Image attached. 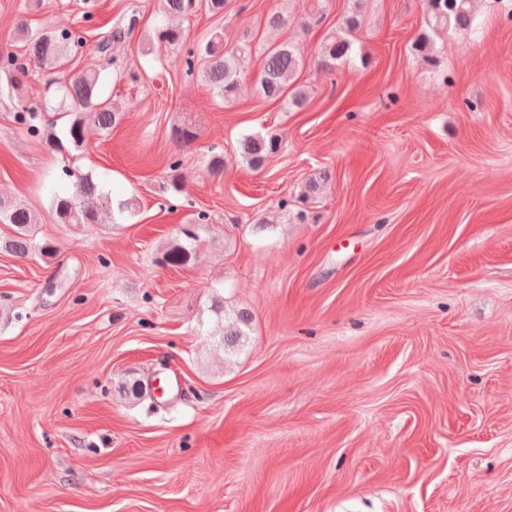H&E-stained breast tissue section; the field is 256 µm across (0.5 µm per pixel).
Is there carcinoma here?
<instances>
[{
	"instance_id": "carcinoma-1",
	"label": "carcinoma",
	"mask_w": 512,
	"mask_h": 512,
	"mask_svg": "<svg viewBox=\"0 0 512 512\" xmlns=\"http://www.w3.org/2000/svg\"><path fill=\"white\" fill-rule=\"evenodd\" d=\"M474 0H428L429 25L432 29L448 32L469 31L474 27ZM225 0H158V11L165 17L184 19L195 9L203 6L214 15L224 14ZM137 23L136 15H131L125 25L112 28L110 34L99 45V52L105 53L114 43L130 37ZM362 23L361 15L351 13L343 25L328 34L321 47L320 65L326 71H334L346 62L352 52L351 33ZM17 34L25 47V59L18 61L15 56H0V92L8 88L19 90L20 78L28 67L41 70H56L68 65L83 44L75 32L62 30L33 31L27 22L17 24ZM157 41L169 48H178L186 72L200 74L201 80L213 94L230 101L240 88V59L252 52L249 43L243 41L233 46L224 45V31L216 30L209 38L198 44L186 42L184 30L179 25L162 23L156 28ZM263 63L258 83L259 93L267 99L288 97V102L301 108L307 103V92L294 86L295 76L303 67V57L298 48L288 42L267 45L262 51ZM63 123H58V120ZM18 120L50 149L63 152L89 150L85 131L90 124L107 133L119 120V109L112 98L101 94L100 69L85 68L66 82L55 86L38 109H23L18 112ZM170 136L178 147L184 148L195 139V133L186 125H175ZM280 148L276 135L267 138L248 136L240 143L243 157L254 167H260L266 158ZM182 161L169 163L167 179L173 193L184 190ZM112 199L91 175L76 176L70 185L51 189V217L56 224H110L112 223ZM0 223L13 227V234L0 239V251L25 258L34 255L36 244L31 237L32 227L40 223L38 215L25 204L13 199L0 197ZM40 253H48L45 246ZM196 256V249L176 242L163 254L164 263L170 266H186ZM248 315L237 314L224 319L222 342L224 347H233L245 337L243 327L248 325Z\"/></svg>"
}]
</instances>
